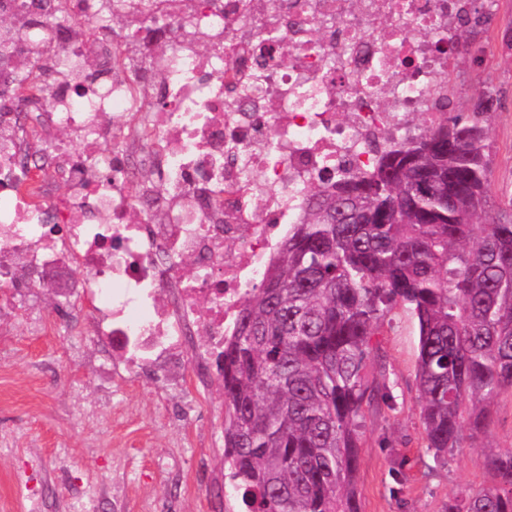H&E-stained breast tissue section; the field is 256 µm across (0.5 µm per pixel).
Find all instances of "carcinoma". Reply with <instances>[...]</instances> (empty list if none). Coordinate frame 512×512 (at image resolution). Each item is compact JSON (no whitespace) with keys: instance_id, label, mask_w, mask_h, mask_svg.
Instances as JSON below:
<instances>
[{"instance_id":"obj_1","label":"carcinoma","mask_w":512,"mask_h":512,"mask_svg":"<svg viewBox=\"0 0 512 512\" xmlns=\"http://www.w3.org/2000/svg\"><path fill=\"white\" fill-rule=\"evenodd\" d=\"M494 0H471L448 46L478 55ZM432 118L375 141L371 168L312 189L301 223L242 298L224 337V469L241 512H360V422L393 399L371 337L403 308L419 331L415 405L447 458L512 393V198L491 189L494 92L473 108L433 93ZM494 483L444 512H512V448L481 457Z\"/></svg>"}]
</instances>
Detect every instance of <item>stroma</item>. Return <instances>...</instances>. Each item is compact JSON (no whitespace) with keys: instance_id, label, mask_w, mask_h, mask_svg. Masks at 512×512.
<instances>
[{"instance_id":"1","label":"stroma","mask_w":512,"mask_h":512,"mask_svg":"<svg viewBox=\"0 0 512 512\" xmlns=\"http://www.w3.org/2000/svg\"><path fill=\"white\" fill-rule=\"evenodd\" d=\"M512 24V0H499L480 38L482 63L456 56L454 98L472 104L493 87L497 107L489 140L491 188L512 195V46L502 35ZM82 353L68 336L35 333L20 322H0V512H236L224 477V403L220 387L202 392L194 409L144 371L104 392L107 360L91 327ZM418 327L395 311L373 336L372 363L385 367L394 408L380 404L362 421L358 459L361 512H443L450 497L491 484L479 465L488 449L512 448V395L494 401V415L477 442L437 463L423 438L415 406ZM80 386L98 418L85 420L71 401Z\"/></svg>"}]
</instances>
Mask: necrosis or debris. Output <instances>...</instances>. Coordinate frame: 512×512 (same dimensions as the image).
Instances as JSON below:
<instances>
[{"mask_svg":"<svg viewBox=\"0 0 512 512\" xmlns=\"http://www.w3.org/2000/svg\"><path fill=\"white\" fill-rule=\"evenodd\" d=\"M459 2L65 0L63 36L44 0H0V315L51 327L38 293L63 267L115 359L104 381L219 380L240 298L312 187L413 135ZM116 9L126 27L98 31Z\"/></svg>","mask_w":512,"mask_h":512,"instance_id":"1","label":"necrosis or debris"}]
</instances>
